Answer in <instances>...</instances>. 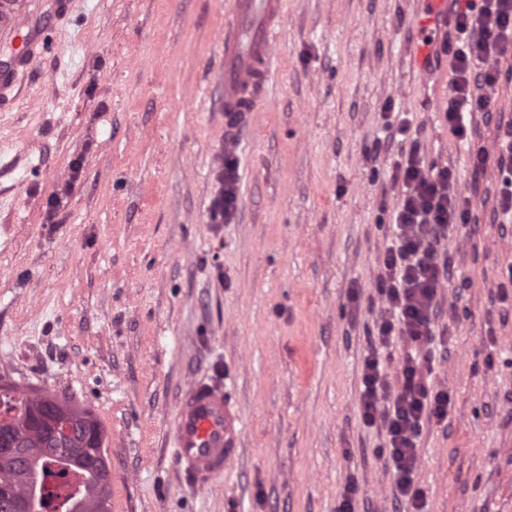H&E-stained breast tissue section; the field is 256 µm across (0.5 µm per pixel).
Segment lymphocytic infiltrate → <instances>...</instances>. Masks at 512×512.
Segmentation results:
<instances>
[{"instance_id":"f902f5d3","label":"lymphocytic infiltrate","mask_w":512,"mask_h":512,"mask_svg":"<svg viewBox=\"0 0 512 512\" xmlns=\"http://www.w3.org/2000/svg\"><path fill=\"white\" fill-rule=\"evenodd\" d=\"M454 50L444 118L458 140L468 138L471 113L488 111L500 78L499 63L512 51V0H457ZM389 140L400 143L391 176L397 191L392 212L394 236L380 263L377 286L380 313L374 322L376 346L363 364L360 408L366 424L385 432L386 462L394 480L393 497L403 512H422L414 490L424 420L443 422L450 396L432 378L430 346L442 288L454 276L439 246L469 216V198L459 191L448 164L426 161L411 135L404 113H390L384 123ZM496 159L502 174L501 213L512 220V123L499 126L494 151L478 149L474 169ZM237 160L224 155V187L211 206L213 223L230 222L237 209ZM399 344L396 380H389L379 347Z\"/></svg>"}]
</instances>
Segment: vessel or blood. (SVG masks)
<instances>
[{
	"label": "vessel or blood",
	"instance_id": "vessel-or-blood-1",
	"mask_svg": "<svg viewBox=\"0 0 512 512\" xmlns=\"http://www.w3.org/2000/svg\"><path fill=\"white\" fill-rule=\"evenodd\" d=\"M412 20L418 43L405 54L414 80L440 92L446 72L442 57L453 27L455 0H412ZM283 0H231L226 11L221 45L224 49L225 132L248 123L263 105V91L274 61L282 29ZM18 35V70L0 76V95H7L20 74L32 70L41 54L38 42L27 35L25 14L9 23ZM242 428L237 408L224 385L211 380L192 382L180 398L170 434L180 477L208 482L224 476L240 455Z\"/></svg>",
	"mask_w": 512,
	"mask_h": 512
}]
</instances>
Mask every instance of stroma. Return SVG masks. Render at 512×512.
Instances as JSON below:
<instances>
[{"mask_svg": "<svg viewBox=\"0 0 512 512\" xmlns=\"http://www.w3.org/2000/svg\"><path fill=\"white\" fill-rule=\"evenodd\" d=\"M230 0H17L45 50L0 98V380L74 396L105 430L111 512H394L384 436L359 395L396 148L388 106L427 159L451 162L470 221L443 242L456 275L435 320L424 512H512V223L496 161L473 149L512 120V55L457 147L402 67L409 0H286L265 106L238 132V206L222 186ZM80 163L66 206L48 197ZM223 381L243 425L222 478L181 480L166 433L191 379ZM237 160L233 152H224V188L214 198L211 218L214 224L229 223L237 209Z\"/></svg>", "mask_w": 512, "mask_h": 512, "instance_id": "35a3bbf8", "label": "stroma"}]
</instances>
